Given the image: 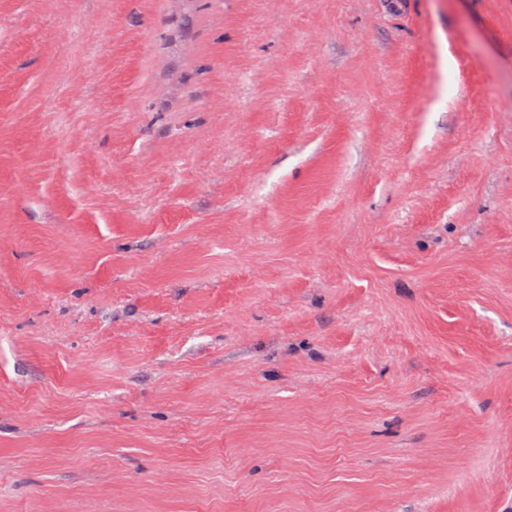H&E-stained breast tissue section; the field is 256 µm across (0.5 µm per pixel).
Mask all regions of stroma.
Segmentation results:
<instances>
[{
  "instance_id": "obj_1",
  "label": "stroma",
  "mask_w": 512,
  "mask_h": 512,
  "mask_svg": "<svg viewBox=\"0 0 512 512\" xmlns=\"http://www.w3.org/2000/svg\"><path fill=\"white\" fill-rule=\"evenodd\" d=\"M0 512H512V0H0Z\"/></svg>"
}]
</instances>
